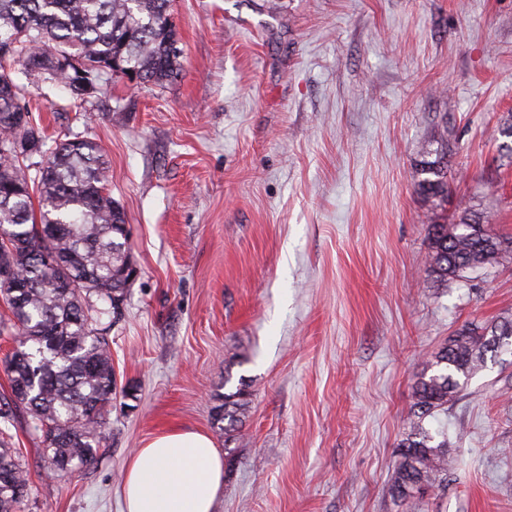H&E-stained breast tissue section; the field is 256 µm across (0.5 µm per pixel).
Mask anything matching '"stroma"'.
<instances>
[{
    "instance_id": "obj_1",
    "label": "stroma",
    "mask_w": 512,
    "mask_h": 512,
    "mask_svg": "<svg viewBox=\"0 0 512 512\" xmlns=\"http://www.w3.org/2000/svg\"><path fill=\"white\" fill-rule=\"evenodd\" d=\"M182 70L113 77L78 103L13 67L47 146L101 143L138 276L109 332L117 399L94 465L48 474L11 433L31 486L21 512H124L129 455L172 429L212 431L225 378L248 417L213 512H397L389 487L411 388L462 325L512 317V252L434 283L414 189L447 129L448 212L512 238V0H174ZM448 489L425 512H512V352L446 414Z\"/></svg>"
}]
</instances>
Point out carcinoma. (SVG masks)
<instances>
[{
	"label": "carcinoma",
	"mask_w": 512,
	"mask_h": 512,
	"mask_svg": "<svg viewBox=\"0 0 512 512\" xmlns=\"http://www.w3.org/2000/svg\"><path fill=\"white\" fill-rule=\"evenodd\" d=\"M171 0H0V302L11 313L0 335L17 346L3 368L10 393L0 397V512H19L29 482L8 424L16 410L40 436L47 467L71 476L93 463L99 429L115 390L108 331L121 316L133 281L123 209L108 192L109 166L94 140H63L48 151L25 103L24 90L7 71L20 64L83 99L108 90L109 75L134 71L138 84L164 86L181 69L182 49ZM66 52L94 67L117 60L111 72L93 71L88 83L53 65ZM434 150L415 164L416 193L435 211L448 205V124ZM506 139L501 158L512 164V119L497 126ZM40 160L35 161L33 157ZM489 234L485 216L466 211L428 232L430 272L446 284L497 262L475 225ZM20 279L23 291L10 288ZM512 350V318L485 326L463 325L426 364L412 387L409 431L397 446L390 496L401 512H421L425 496L448 486V441L435 442L424 425L448 410L487 355ZM251 403L244 384L214 407L212 427L229 442Z\"/></svg>",
	"instance_id": "obj_1"
}]
</instances>
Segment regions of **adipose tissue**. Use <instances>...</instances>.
<instances>
[{
  "instance_id": "obj_1",
  "label": "adipose tissue",
  "mask_w": 512,
  "mask_h": 512,
  "mask_svg": "<svg viewBox=\"0 0 512 512\" xmlns=\"http://www.w3.org/2000/svg\"><path fill=\"white\" fill-rule=\"evenodd\" d=\"M224 486V458L206 434L172 430L152 438L126 464V512H212Z\"/></svg>"
}]
</instances>
